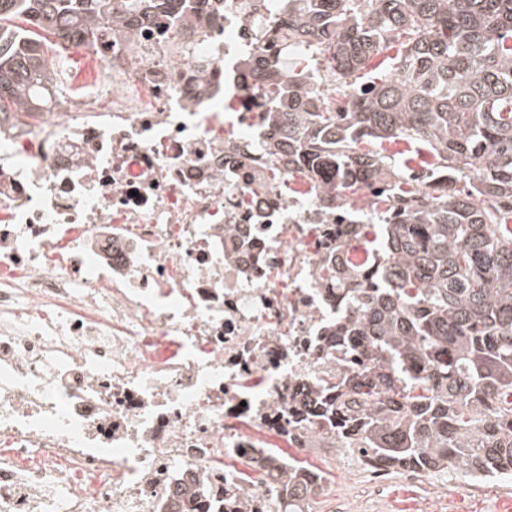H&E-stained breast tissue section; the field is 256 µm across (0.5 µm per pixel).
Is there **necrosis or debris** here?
<instances>
[{"instance_id":"obj_1","label":"necrosis or debris","mask_w":512,"mask_h":512,"mask_svg":"<svg viewBox=\"0 0 512 512\" xmlns=\"http://www.w3.org/2000/svg\"><path fill=\"white\" fill-rule=\"evenodd\" d=\"M274 9L103 30L82 93L0 114V512H175L184 486L195 512H285L292 453L385 497L383 463L299 419L352 316L322 263L364 255L355 204L268 184Z\"/></svg>"}]
</instances>
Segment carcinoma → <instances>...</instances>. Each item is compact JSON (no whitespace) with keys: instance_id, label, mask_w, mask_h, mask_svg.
<instances>
[{"instance_id":"1","label":"carcinoma","mask_w":512,"mask_h":512,"mask_svg":"<svg viewBox=\"0 0 512 512\" xmlns=\"http://www.w3.org/2000/svg\"><path fill=\"white\" fill-rule=\"evenodd\" d=\"M182 0H0V113L43 106L51 69L29 24L67 50L104 29ZM274 23L282 54L303 44L320 68L271 75L253 88L288 143V170L324 194L370 201L384 225L375 284L351 293L357 319L336 329L337 370L317 379L306 411L347 446L392 468L512 475V0H290ZM397 42L390 73L350 78ZM407 141L438 161L406 187L384 142ZM468 180V189L458 181ZM325 279L356 281L330 260ZM288 462V512H313L324 487Z\"/></svg>"}]
</instances>
